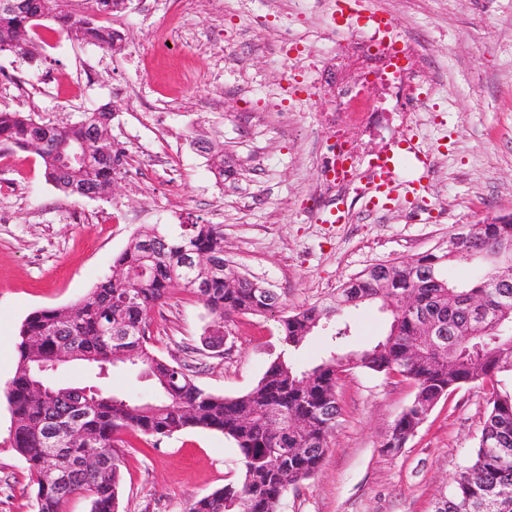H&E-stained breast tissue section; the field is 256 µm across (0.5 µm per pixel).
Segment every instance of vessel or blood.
<instances>
[{
  "instance_id": "vessel-or-blood-1",
  "label": "vessel or blood",
  "mask_w": 512,
  "mask_h": 512,
  "mask_svg": "<svg viewBox=\"0 0 512 512\" xmlns=\"http://www.w3.org/2000/svg\"><path fill=\"white\" fill-rule=\"evenodd\" d=\"M335 5L338 14L380 32L393 56L401 57L402 49L389 14L368 10L364 0H335ZM403 161L414 170L415 181L402 183L396 179L395 171ZM330 167L338 181L355 186L370 208L385 209L400 196L412 206H419L428 191L433 164L429 153L422 151L413 136L408 135L397 142L395 150L373 155L366 166L364 183H357L355 172L345 170L338 162H331Z\"/></svg>"
}]
</instances>
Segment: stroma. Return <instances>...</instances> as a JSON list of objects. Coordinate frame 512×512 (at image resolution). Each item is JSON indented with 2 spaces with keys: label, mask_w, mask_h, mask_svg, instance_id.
<instances>
[{
  "label": "stroma",
  "mask_w": 512,
  "mask_h": 512,
  "mask_svg": "<svg viewBox=\"0 0 512 512\" xmlns=\"http://www.w3.org/2000/svg\"><path fill=\"white\" fill-rule=\"evenodd\" d=\"M387 12L416 55L395 83L373 77L367 94L382 124L309 111L281 88L303 59L285 56L276 29L306 35L316 57L336 53L335 85L352 87L373 66L358 28H333L332 0H131L108 26L114 50L53 37L32 65L0 52V110L74 122L108 105L110 135L130 179L102 198L69 196L46 183L39 157L0 144V512H34L27 465L12 446L4 391L16 367V337L42 308L69 307L100 280L146 227L198 222L224 228V255L278 293L287 311L327 298L371 264L446 251L449 234L512 212V0H365ZM181 31L168 54L153 44L172 14ZM425 95L414 100L410 85ZM340 130L366 165L404 134L432 152V217L404 206L373 212L351 190L323 195L320 149ZM232 160L216 181L204 145ZM344 202L346 224L322 223ZM349 350L373 346L388 316L367 304L343 318ZM202 304L174 289L149 320L161 359L188 365L206 391H250L282 348L270 315L224 324L209 348ZM341 417L320 469L289 489L279 512H433L436 498L478 445L489 389L476 382L442 398L394 456L381 444L414 398L413 385L363 369L339 383ZM119 512H188L237 481V448L224 435L186 429L155 440L126 435Z\"/></svg>",
  "instance_id": "obj_1"
}]
</instances>
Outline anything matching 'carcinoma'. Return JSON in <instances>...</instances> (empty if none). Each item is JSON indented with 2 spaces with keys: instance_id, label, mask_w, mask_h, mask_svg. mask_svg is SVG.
I'll return each mask as SVG.
<instances>
[{
  "instance_id": "cac0c4a2",
  "label": "carcinoma",
  "mask_w": 512,
  "mask_h": 512,
  "mask_svg": "<svg viewBox=\"0 0 512 512\" xmlns=\"http://www.w3.org/2000/svg\"><path fill=\"white\" fill-rule=\"evenodd\" d=\"M18 11L0 10V52L15 53L33 63L40 58L45 22L70 39L111 49L121 36L98 24L122 13L128 0H24ZM112 110L102 105L76 122H45L26 112L0 110V144L33 151L44 178L56 189L74 195L73 187L105 197L112 192L116 170L124 158L110 137ZM87 143L88 165L66 164L64 155ZM503 239H512V224H487L464 239L458 253H427L381 261L379 272H360L325 302L281 316L283 350L269 364L251 391L223 396L201 388L186 369L155 356L148 346L150 313L175 288L193 294L213 322L235 315L275 314L280 296L224 258L220 224H182L176 232L154 225L141 231L115 260V268L134 273L130 279L107 277L70 312L43 308L32 312L17 336V363L6 389L13 418V446L27 463L36 489L35 512H63L70 499L88 503V512H119L122 458L118 445L126 433L161 438L192 428L223 434L239 452L241 478L195 500L189 512H277L288 488L321 467L328 439L341 416L336 388L342 376L365 369L400 376L415 388L412 403L395 420L396 444L383 452L398 454L440 394L475 382L491 383L488 410L478 446L440 494L434 512H512V389L498 388V377L512 374V288L500 287L494 261L469 281L444 277L441 269L466 263L468 256L488 255ZM192 249L207 263L193 271L182 268L183 252ZM417 294L414 313L401 307L403 295ZM478 292L485 309L472 313L464 301L448 294ZM380 304L389 314L384 339L373 347L345 352L348 327L336 323L346 312ZM441 327L444 336H427L425 322ZM317 332L330 335L335 349L319 363L299 369L288 349H298ZM63 349L81 355L93 368L87 386L96 389L92 404L74 412L70 386L56 384L53 395L35 402L29 397L35 362L50 364ZM134 366L155 389L146 400L108 390L105 379L115 364ZM277 412L304 426L288 433L284 444L267 423ZM68 467L56 484L48 456Z\"/></svg>"
}]
</instances>
